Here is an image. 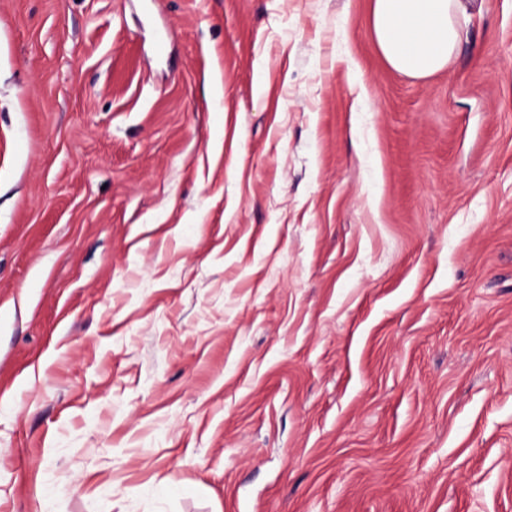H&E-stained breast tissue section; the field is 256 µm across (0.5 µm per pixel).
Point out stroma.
<instances>
[{
    "instance_id": "stroma-1",
    "label": "stroma",
    "mask_w": 512,
    "mask_h": 512,
    "mask_svg": "<svg viewBox=\"0 0 512 512\" xmlns=\"http://www.w3.org/2000/svg\"><path fill=\"white\" fill-rule=\"evenodd\" d=\"M369 11L0 0V512H512V0ZM471 0H372L370 28L394 71L427 78L447 69L461 43L458 18Z\"/></svg>"
}]
</instances>
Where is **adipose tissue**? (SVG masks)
Segmentation results:
<instances>
[{
  "mask_svg": "<svg viewBox=\"0 0 512 512\" xmlns=\"http://www.w3.org/2000/svg\"><path fill=\"white\" fill-rule=\"evenodd\" d=\"M469 0H371L370 28L388 66L413 78L447 69L461 43Z\"/></svg>",
  "mask_w": 512,
  "mask_h": 512,
  "instance_id": "adipose-tissue-1",
  "label": "adipose tissue"
}]
</instances>
